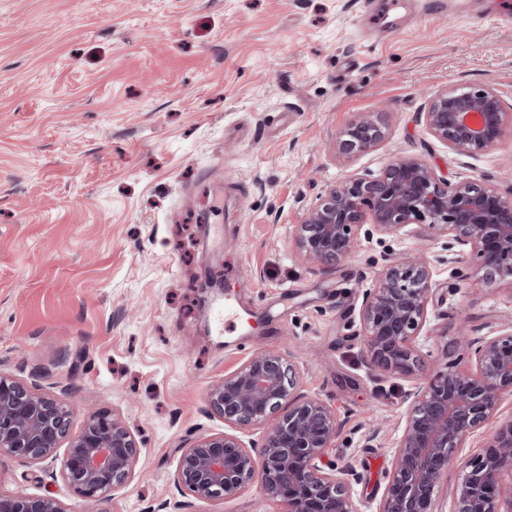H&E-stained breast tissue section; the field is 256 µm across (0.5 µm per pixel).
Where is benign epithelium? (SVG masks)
I'll use <instances>...</instances> for the list:
<instances>
[{
  "mask_svg": "<svg viewBox=\"0 0 512 512\" xmlns=\"http://www.w3.org/2000/svg\"><path fill=\"white\" fill-rule=\"evenodd\" d=\"M427 132L461 155L474 157L502 141L512 114L495 90L453 88L435 97L423 113ZM385 138L382 124L366 113L336 137L344 155L367 152ZM370 220L379 231L397 233L414 224L417 234L447 235L459 248L457 263L476 254L484 273L512 285V200L480 181L450 182L425 161L392 159L377 178H353L330 186L294 225L297 253L312 267L334 268L359 245ZM433 299L430 261L397 256L363 293L360 324L371 364L396 377L417 375L420 336ZM471 356L470 370L438 368L409 391L378 512H433L441 479L458 449L512 395V323L495 336H459ZM299 376L286 351L261 350L209 390L211 411L227 430L201 436L181 450L176 481L187 501L229 500L252 484L260 502L275 501L285 512H361L354 475L327 459L341 429L325 400L298 391ZM263 425L261 443L240 433ZM50 464L56 479L94 505L106 504L134 477L139 447L115 413H91L72 429V410L61 399L38 392L0 371V459ZM512 477V419L491 435L488 449L472 457L454 492V512H502L500 485ZM0 512H68L52 493L3 495Z\"/></svg>",
  "mask_w": 512,
  "mask_h": 512,
  "instance_id": "7a95c632",
  "label": "benign epithelium"
}]
</instances>
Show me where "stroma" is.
Listing matches in <instances>:
<instances>
[{"label":"stroma","instance_id":"stroma-1","mask_svg":"<svg viewBox=\"0 0 512 512\" xmlns=\"http://www.w3.org/2000/svg\"><path fill=\"white\" fill-rule=\"evenodd\" d=\"M0 0V370L73 410L119 413L140 448L112 512L180 500V450L223 431L211 385L266 348H288L300 390L342 423L331 461L376 512L416 380L464 366L457 329L493 336L512 286L478 262L444 263L447 237L374 232L317 270L293 224L327 187L414 156L449 181L512 198V127L471 158L420 119L452 88L489 86L512 113V23L498 0ZM361 112L382 143L337 157ZM425 253L434 301L417 378L368 368L362 294L390 255ZM228 286L236 328L217 332L204 282ZM82 498L47 469L0 460V493Z\"/></svg>","mask_w":512,"mask_h":512}]
</instances>
